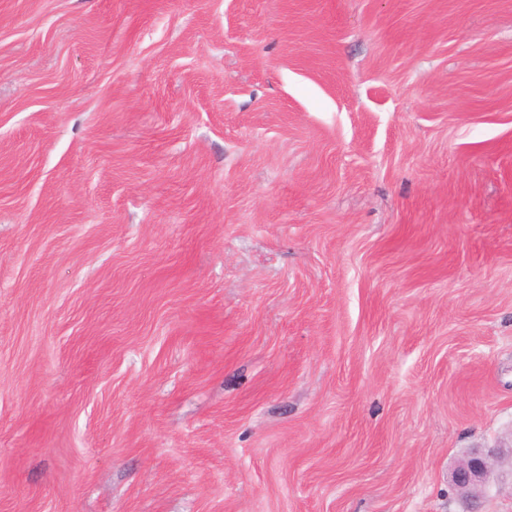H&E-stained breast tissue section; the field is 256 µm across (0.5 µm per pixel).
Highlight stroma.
<instances>
[{
	"instance_id": "stroma-1",
	"label": "stroma",
	"mask_w": 512,
	"mask_h": 512,
	"mask_svg": "<svg viewBox=\"0 0 512 512\" xmlns=\"http://www.w3.org/2000/svg\"><path fill=\"white\" fill-rule=\"evenodd\" d=\"M512 0H0V512H512ZM505 453L503 448H481L472 451L451 476L453 489L465 499H472L495 473L492 461Z\"/></svg>"
}]
</instances>
